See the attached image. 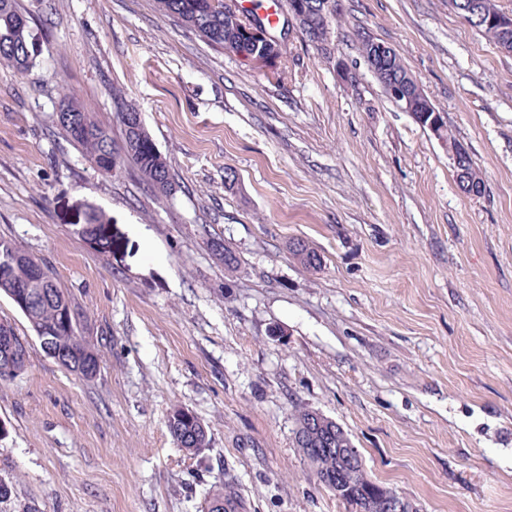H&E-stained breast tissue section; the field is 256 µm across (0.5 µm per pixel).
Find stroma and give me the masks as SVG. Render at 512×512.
Returning a JSON list of instances; mask_svg holds the SVG:
<instances>
[{"mask_svg":"<svg viewBox=\"0 0 512 512\" xmlns=\"http://www.w3.org/2000/svg\"><path fill=\"white\" fill-rule=\"evenodd\" d=\"M36 65L0 66V239L43 260L100 371L32 346L0 381V478L36 512H350L294 444L295 410L339 423L416 512H512V52L448 0H336L327 51L289 31L276 74L210 46L157 0H17ZM395 50L485 185L368 68ZM344 61L349 78L337 71ZM122 128L134 104L174 190L98 170L57 123L63 94ZM100 216L101 251L82 230ZM223 238L239 267L212 255ZM302 240L319 269L292 259ZM210 446L177 448L174 406ZM208 508L213 504H221L218 511L221 512H235L238 509V503L236 500L233 488L228 483H224L220 480L218 484L213 486V489L209 492L208 496Z\"/></svg>","mask_w":512,"mask_h":512,"instance_id":"35a3bbf8","label":"stroma"}]
</instances>
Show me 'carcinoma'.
<instances>
[{
    "instance_id": "1",
    "label": "carcinoma",
    "mask_w": 512,
    "mask_h": 512,
    "mask_svg": "<svg viewBox=\"0 0 512 512\" xmlns=\"http://www.w3.org/2000/svg\"><path fill=\"white\" fill-rule=\"evenodd\" d=\"M315 6L314 27L305 37L313 42H327L331 34L332 20L336 18L334 0H309ZM160 10L173 16L198 34L209 45L226 49L229 39L236 44L235 54L246 57L255 54L257 47L248 33L235 29L224 10L216 7L213 0H158ZM38 37L27 20L16 9L15 0H0V64L15 74L32 68L38 57ZM60 107L73 110V120L60 127L75 145L81 147L106 174L121 171L131 164L152 190L167 195L173 190L170 163L158 149L145 127L131 130L122 125V142L116 145L107 127L91 113L86 112L68 95H63ZM210 249L217 260L224 263V271L233 273L239 265L235 252L214 237ZM293 257L305 268L316 269L321 265L317 251L304 241L292 251ZM42 268V280L25 289V305L20 311L36 337L47 340L44 352L57 354V361L72 372L80 373L78 366L90 357L94 373L100 371V357L95 345L81 336V317L70 296L55 282L49 267L41 259L28 254L17 245L0 240V295L13 298L18 292L16 284L29 280L33 265ZM0 336H12L16 350L14 359L8 362L0 356V380H10L23 372L30 358L31 345L27 338L17 334L8 321H0ZM314 410H296L294 442L304 460L312 469L318 483L331 492H339L338 499L361 512L366 504L379 496L383 486L373 481L366 470L352 477L338 474L346 470L343 458L336 454L338 448L352 444L349 434L336 430V424L328 422L320 427L309 426ZM167 428L176 446L189 453H197L209 447L210 439L204 423L189 409L178 406L171 410ZM208 503L220 505V512H237L238 503L231 485L219 481L209 492Z\"/></svg>"
}]
</instances>
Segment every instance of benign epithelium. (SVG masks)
Listing matches in <instances>:
<instances>
[{"mask_svg":"<svg viewBox=\"0 0 512 512\" xmlns=\"http://www.w3.org/2000/svg\"><path fill=\"white\" fill-rule=\"evenodd\" d=\"M288 20L297 29H302L310 5L306 0H289ZM448 7L474 28H486L501 36L499 47L508 51L512 49V13L488 11L481 0H448ZM229 14L239 19L252 41L260 47V55L248 59L253 66L271 73L278 69L282 57L280 42L264 25L244 16L236 8ZM395 51L384 43L370 40L368 66L373 74L384 81L387 95L401 109L408 112L423 127L428 128L434 136L444 128L443 116L430 102L419 82L410 74H399L393 71L391 62ZM444 146L452 156L456 178L469 194L475 195L482 189L480 177L467 168L465 160L468 152L458 142H446ZM373 512H415L412 504L395 491L387 489L383 496L371 505Z\"/></svg>","mask_w":512,"mask_h":512,"instance_id":"7a95c632","label":"benign epithelium"}]
</instances>
